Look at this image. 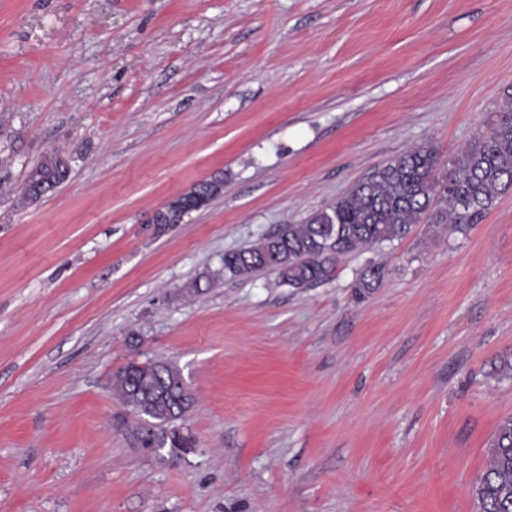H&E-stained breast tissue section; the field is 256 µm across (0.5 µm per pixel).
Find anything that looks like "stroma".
Returning a JSON list of instances; mask_svg holds the SVG:
<instances>
[{
	"label": "stroma",
	"mask_w": 512,
	"mask_h": 512,
	"mask_svg": "<svg viewBox=\"0 0 512 512\" xmlns=\"http://www.w3.org/2000/svg\"><path fill=\"white\" fill-rule=\"evenodd\" d=\"M507 91L512 0H0V512H480L512 415V191L311 288L178 290L412 148L448 175ZM53 151L67 180L22 204ZM156 358L196 397L181 459L143 454L108 389ZM204 182L206 187L203 189L198 183L189 192L155 210L150 224H155L156 230L162 231L172 224L182 223L186 215L207 204L219 195L224 187V180L220 178H212ZM384 276V265L369 263L356 279L354 288H356L360 294H365L366 292L377 288L382 283Z\"/></svg>",
	"instance_id": "1"
}]
</instances>
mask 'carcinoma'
Returning <instances> with one entry per match:
<instances>
[{
	"label": "carcinoma",
	"mask_w": 512,
	"mask_h": 512,
	"mask_svg": "<svg viewBox=\"0 0 512 512\" xmlns=\"http://www.w3.org/2000/svg\"><path fill=\"white\" fill-rule=\"evenodd\" d=\"M438 159L418 147L387 161L365 181L301 224H282L255 244L224 253L221 264L180 288L200 294L224 278L276 275L291 288L328 281L339 260L363 248L401 240L429 218L465 233L480 223L500 196L512 191V94L503 95L489 135L455 160L448 185L439 188ZM69 167L46 155L30 171L29 189L46 193L63 183ZM385 266L370 263L356 279L364 294L378 287ZM110 388L140 418L134 433L141 447L180 458L194 447L182 423L194 396L177 364L130 361L112 374ZM481 512H512V417L499 423L489 445V462L475 486Z\"/></svg>",
	"instance_id": "cac0c4a2"
}]
</instances>
